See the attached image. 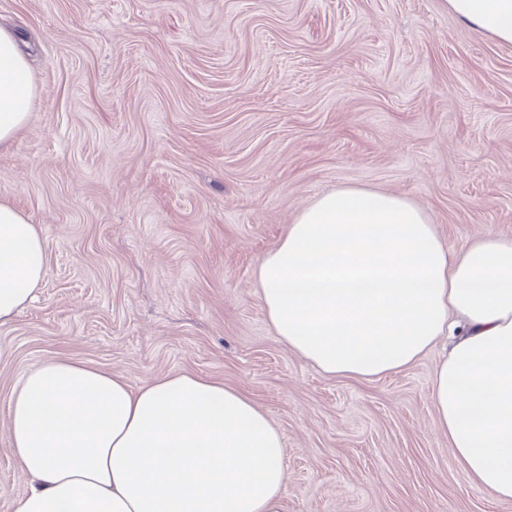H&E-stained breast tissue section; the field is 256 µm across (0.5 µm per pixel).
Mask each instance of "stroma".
<instances>
[{
	"instance_id": "1",
	"label": "stroma",
	"mask_w": 512,
	"mask_h": 512,
	"mask_svg": "<svg viewBox=\"0 0 512 512\" xmlns=\"http://www.w3.org/2000/svg\"><path fill=\"white\" fill-rule=\"evenodd\" d=\"M28 55V123L0 201L37 224L36 299L0 326V512L29 480L10 393L68 357L137 389L190 373L280 431L282 512H512L435 428L434 348L332 379L269 325L254 269L342 186L422 207L449 250L512 237V44L443 0H0Z\"/></svg>"
}]
</instances>
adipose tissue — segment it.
<instances>
[{
  "label": "adipose tissue",
  "instance_id": "adipose-tissue-1",
  "mask_svg": "<svg viewBox=\"0 0 512 512\" xmlns=\"http://www.w3.org/2000/svg\"><path fill=\"white\" fill-rule=\"evenodd\" d=\"M470 26L512 43V0H447ZM33 84L0 30V147L26 126ZM48 248L0 202V326L31 302ZM281 341L329 378L379 379L440 337L431 400L452 458L512 500V238L451 251L404 196L341 187L302 209L254 270ZM30 482L12 512H279L288 484L279 430L243 393L176 373L132 389L68 358L28 370L8 407Z\"/></svg>",
  "mask_w": 512,
  "mask_h": 512
}]
</instances>
